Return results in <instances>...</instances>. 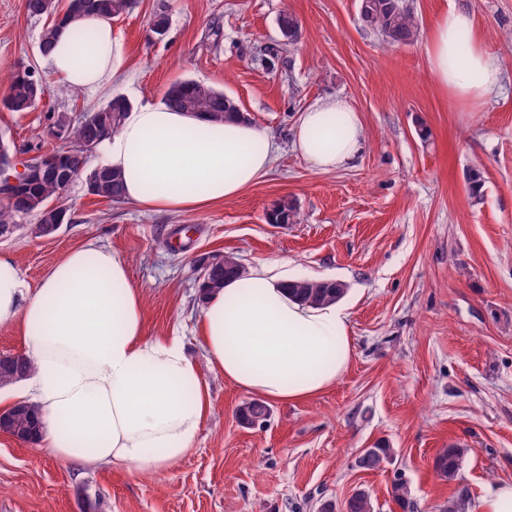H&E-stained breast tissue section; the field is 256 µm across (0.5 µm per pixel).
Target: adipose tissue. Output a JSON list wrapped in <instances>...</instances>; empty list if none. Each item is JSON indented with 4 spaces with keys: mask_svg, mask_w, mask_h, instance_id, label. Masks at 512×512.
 <instances>
[{
    "mask_svg": "<svg viewBox=\"0 0 512 512\" xmlns=\"http://www.w3.org/2000/svg\"><path fill=\"white\" fill-rule=\"evenodd\" d=\"M78 27L91 40L75 41ZM425 50L433 79L460 105L481 102L502 82L465 11L442 14ZM44 61L57 83L93 96L126 72L129 45L111 21L87 16L58 27ZM363 143L361 118L342 97L311 105L293 128L294 151L319 171L345 167ZM98 151L120 175L125 201L182 214L259 184L277 147L265 129L157 101L132 106ZM292 280L283 264L257 263L245 278L225 282L198 321L211 365L266 401L324 392L353 356L346 308L295 300ZM15 322L33 364L23 394L38 408L42 443L59 458L159 474L192 451L211 411L208 387L180 337L145 336L141 290L116 249L87 241L34 286L0 255V325Z\"/></svg>",
    "mask_w": 512,
    "mask_h": 512,
    "instance_id": "1",
    "label": "adipose tissue"
}]
</instances>
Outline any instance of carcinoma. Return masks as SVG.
<instances>
[{"label": "carcinoma", "instance_id": "1", "mask_svg": "<svg viewBox=\"0 0 512 512\" xmlns=\"http://www.w3.org/2000/svg\"><path fill=\"white\" fill-rule=\"evenodd\" d=\"M133 6L134 0H26L25 3L27 12L32 16L48 17L57 12L62 13L59 20L49 23L42 32L39 50L43 55L49 52L59 24L73 22L87 15L110 20L130 11ZM359 14L367 27L379 33L390 44H410L418 38L419 22L406 0H359ZM280 28L289 42L297 40L300 24L295 16L283 14ZM44 93L43 79L19 68L8 78V92L0 99V107L9 112H29L32 103ZM165 100L183 112H205L215 121L233 119L250 122L248 115L241 111L233 99L195 81L172 84L166 92ZM130 108V101L117 95L82 120L73 122L64 113L54 117V124L63 130L65 144V149L51 152L52 165L58 178L48 179L38 167H30L28 181L19 199L0 207V228L5 230L15 227L19 220L32 216L37 219V223L27 225V229L31 235L40 237V225L63 223L66 208L61 202L66 193V185L73 177H85L88 193L111 202L120 201L122 182L117 173L106 166L101 169L94 167L89 171L84 168L80 170L78 166L104 137L119 128ZM269 219L279 224H293L297 220V212L292 204L283 201L271 210ZM225 261L226 267L214 270L202 280L199 295L201 304H206L210 295L224 288L225 281L246 276L245 267L235 256L227 255ZM289 291L298 301L315 306L335 302L345 294L344 289L331 286L327 280L309 279L293 281ZM31 370L32 363L23 353L0 358V388L15 385ZM237 414L242 423L252 426L257 420L267 418L269 409L264 403L252 400L242 403ZM41 429L37 407L31 403L16 418L0 420V434L21 439L37 441ZM390 456L391 451L385 446H373L361 452L356 465L366 471L379 470ZM459 465V449L450 445L436 457L434 470L440 479L452 482L457 480ZM392 493L402 506H413L407 482L402 476L394 478ZM469 498V489L457 486L452 499L448 501L446 512H461ZM344 512H374L370 494L364 490L355 492L345 502Z\"/></svg>", "mask_w": 512, "mask_h": 512}]
</instances>
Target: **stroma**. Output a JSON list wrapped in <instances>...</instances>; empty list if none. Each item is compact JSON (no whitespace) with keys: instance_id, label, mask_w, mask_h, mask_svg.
Masks as SVG:
<instances>
[{"instance_id":"1","label":"stroma","mask_w":512,"mask_h":512,"mask_svg":"<svg viewBox=\"0 0 512 512\" xmlns=\"http://www.w3.org/2000/svg\"><path fill=\"white\" fill-rule=\"evenodd\" d=\"M358 4L138 0L112 21L130 46L124 80L92 99L52 81L31 111L0 110V139L22 161L59 147L53 115L77 118L115 95L161 100L171 84L192 80L234 99L278 146L265 180L199 213L111 202L80 179L57 232L0 235V254L32 285L85 241L118 250L142 290L146 336L183 337L211 399L194 450L156 475L83 466L0 435V512H317L358 490L376 512H404L391 490L398 472L415 512H442L454 485L436 475L434 459L451 445L462 450L458 480L472 500L512 484V0H408L420 38L392 46L363 25ZM451 8L472 16L503 73L473 106L450 105L425 54L424 37ZM286 11L301 25L293 43L279 26ZM159 14L161 35L152 24ZM47 23L25 0H0V97L16 69L46 74ZM328 96L359 112L365 147L346 168L319 172L293 150L292 128ZM282 201L294 205L296 223H268ZM212 252L345 284L353 358L334 386L270 403L263 424L240 422L236 409L251 393L225 382L194 339L195 259ZM378 443L391 448L389 462L356 467Z\"/></svg>"}]
</instances>
